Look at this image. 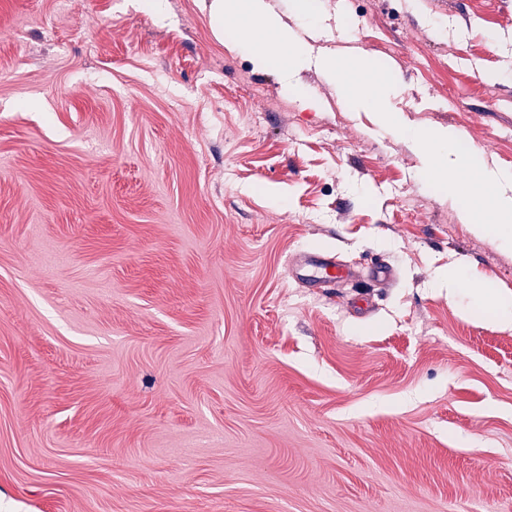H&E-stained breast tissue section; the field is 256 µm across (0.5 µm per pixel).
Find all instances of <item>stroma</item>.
<instances>
[{
	"label": "stroma",
	"instance_id": "1",
	"mask_svg": "<svg viewBox=\"0 0 512 512\" xmlns=\"http://www.w3.org/2000/svg\"><path fill=\"white\" fill-rule=\"evenodd\" d=\"M209 3L0 0V512H512V331L435 287L512 250L413 136L512 172V0H265L291 68ZM391 89L389 84H382L378 86L376 91L370 96V104L376 108L379 112L378 115L382 122L387 126H395L398 124V120L393 112H388L386 100L387 95ZM302 259L307 268V274L303 280L310 285L337 284L351 275L345 265L323 253L306 252Z\"/></svg>",
	"mask_w": 512,
	"mask_h": 512
}]
</instances>
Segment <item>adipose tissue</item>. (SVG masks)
I'll list each match as a JSON object with an SVG mask.
<instances>
[{
	"label": "adipose tissue",
	"mask_w": 512,
	"mask_h": 512,
	"mask_svg": "<svg viewBox=\"0 0 512 512\" xmlns=\"http://www.w3.org/2000/svg\"><path fill=\"white\" fill-rule=\"evenodd\" d=\"M244 10L255 17L258 27L241 35L240 41L251 48L257 66H266L275 59L295 64L298 55L291 49L293 39L278 20L266 12L263 0H212L211 16L216 32H223L225 16ZM416 137L426 168L434 179L447 178V166L453 163L468 167L475 184L500 183V193L487 203L477 201L472 191L456 192L458 215L460 221L472 225L476 233L495 236L502 246L512 247V173L494 167L483 154L475 150L463 156L448 157L449 147L459 140L453 129L420 130ZM436 284L452 294L459 288H468L473 302L490 305L489 317L495 325L512 330L511 295L494 296L486 282H463L461 271L455 265L439 270Z\"/></svg>",
	"instance_id": "obj_1"
}]
</instances>
